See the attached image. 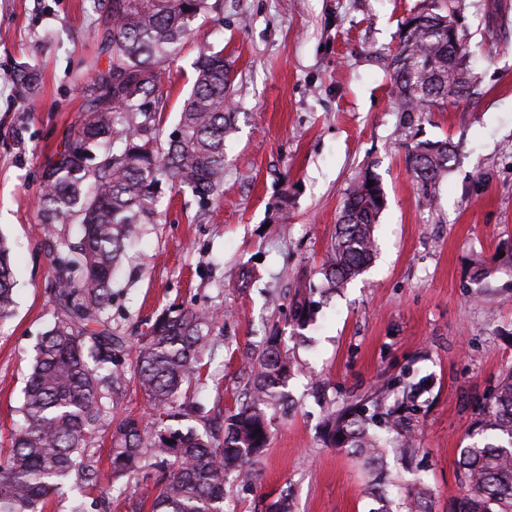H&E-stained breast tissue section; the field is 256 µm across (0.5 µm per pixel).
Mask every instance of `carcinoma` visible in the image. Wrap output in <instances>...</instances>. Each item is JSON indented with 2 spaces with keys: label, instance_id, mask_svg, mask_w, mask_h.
Wrapping results in <instances>:
<instances>
[{
  "label": "carcinoma",
  "instance_id": "cac0c4a2",
  "mask_svg": "<svg viewBox=\"0 0 512 512\" xmlns=\"http://www.w3.org/2000/svg\"><path fill=\"white\" fill-rule=\"evenodd\" d=\"M103 9L98 24L105 68L88 77L89 108L57 157L47 163L36 196L52 255L55 320L37 348L27 377L21 420L11 433V455L0 469V512H44L65 482L99 487L90 447L103 399L125 380L116 354L126 343L108 325L119 262L144 224L157 223L156 203L167 192L189 188L210 210L224 187V147L237 132L229 107L230 68L224 50L206 46L195 62V82L175 130L163 136L159 97L169 63L181 52L194 23L212 10L209 0H94ZM455 7L420 13L403 23L385 66L399 121L397 137L424 201L433 204L455 158L448 139L418 141L434 112L469 96L476 82ZM36 70L16 75L19 96L34 93ZM373 186H368V182ZM385 207L377 175L367 169L348 188L337 217L336 237L320 269L324 292L344 287L363 273L374 256V227ZM57 224H76L75 243L57 241ZM11 250L0 240V319L11 315L15 287ZM313 310L304 284L293 298L294 323L303 326ZM215 314L180 310L166 314L136 346V381L156 415L143 424L116 420L112 430V481L154 468L157 481L151 512H224V487L252 481L270 441L269 411L284 402L293 362L269 336L255 353L249 388L241 406L224 421L218 443L194 429L164 425L163 416L182 401L184 385ZM458 464L464 493L448 512H512V372L490 394ZM328 444L360 460L368 478L384 472V448L352 407L325 422ZM425 486L407 490L408 512H429Z\"/></svg>",
  "mask_w": 512,
  "mask_h": 512
}]
</instances>
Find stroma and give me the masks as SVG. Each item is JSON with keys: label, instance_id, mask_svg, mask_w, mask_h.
I'll return each mask as SVG.
<instances>
[{"label": "stroma", "instance_id": "stroma-1", "mask_svg": "<svg viewBox=\"0 0 512 512\" xmlns=\"http://www.w3.org/2000/svg\"><path fill=\"white\" fill-rule=\"evenodd\" d=\"M170 63L160 105L166 131L194 80L201 47L231 65L238 131L227 141L224 190L212 215L191 191L166 194L159 221L129 248L112 295V332L134 346L171 310H222L199 360L194 409L175 429L224 435L243 402L248 355L278 335L294 362L290 409L272 417L255 484L230 483L226 512H264L265 493L286 490L293 512H372L358 461L328 447L323 421L357 404L387 440L391 512L426 482L432 512L463 491L459 451L498 381L512 371V0H459V28L473 53L474 94L434 113L423 136L457 155L427 206L395 132L390 77L381 61L403 22L445 0H212ZM91 0H0V236L16 269L15 306L0 320V465L19 419L36 347L54 318L51 257L35 205L42 170L82 121L86 77L107 66L92 32ZM40 75L34 100L16 93L18 64ZM373 166L387 207L367 270L319 299L303 333L290 307L297 281L322 286L325 254L350 183ZM253 281L240 287L241 266ZM406 405L415 452L381 419ZM92 447L101 469L88 512H150L155 479L112 483V417L148 418L133 381L105 399ZM111 505H104V497Z\"/></svg>", "mask_w": 512, "mask_h": 512}]
</instances>
